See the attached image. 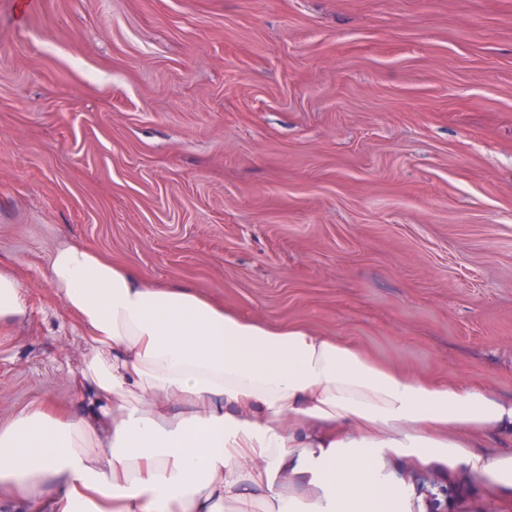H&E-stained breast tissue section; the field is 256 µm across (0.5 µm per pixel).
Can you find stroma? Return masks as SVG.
Instances as JSON below:
<instances>
[{
	"label": "stroma",
	"mask_w": 512,
	"mask_h": 512,
	"mask_svg": "<svg viewBox=\"0 0 512 512\" xmlns=\"http://www.w3.org/2000/svg\"><path fill=\"white\" fill-rule=\"evenodd\" d=\"M67 243L511 398L512 0H0V427L79 401ZM23 289L10 271L0 268V333L27 316L28 303Z\"/></svg>",
	"instance_id": "obj_1"
}]
</instances>
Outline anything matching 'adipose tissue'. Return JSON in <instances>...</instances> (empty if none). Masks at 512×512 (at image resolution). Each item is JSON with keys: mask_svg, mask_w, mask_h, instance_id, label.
I'll list each match as a JSON object with an SVG mask.
<instances>
[{"mask_svg": "<svg viewBox=\"0 0 512 512\" xmlns=\"http://www.w3.org/2000/svg\"><path fill=\"white\" fill-rule=\"evenodd\" d=\"M47 277L85 333L71 381L88 403L0 428L14 512H427L395 456L512 495V400L151 283L84 244L59 247ZM27 306L0 268V331ZM485 436L507 445L487 452Z\"/></svg>", "mask_w": 512, "mask_h": 512, "instance_id": "1", "label": "adipose tissue"}]
</instances>
